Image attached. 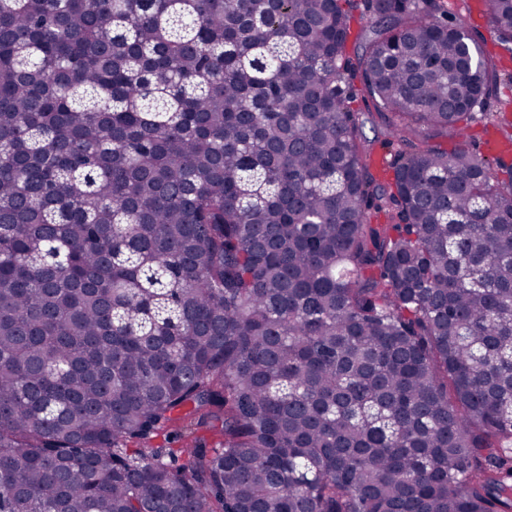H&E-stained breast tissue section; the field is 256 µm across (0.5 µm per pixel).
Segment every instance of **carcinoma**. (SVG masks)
Masks as SVG:
<instances>
[{"instance_id":"1","label":"carcinoma","mask_w":512,"mask_h":512,"mask_svg":"<svg viewBox=\"0 0 512 512\" xmlns=\"http://www.w3.org/2000/svg\"><path fill=\"white\" fill-rule=\"evenodd\" d=\"M499 86L448 0H0V512H512V167L419 139Z\"/></svg>"}]
</instances>
